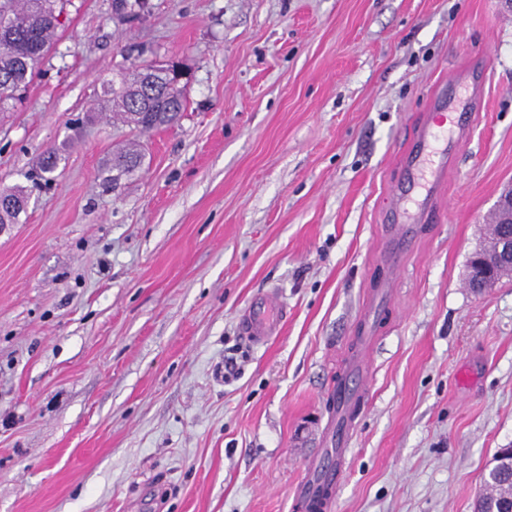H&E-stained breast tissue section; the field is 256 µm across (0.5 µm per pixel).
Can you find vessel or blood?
<instances>
[{
  "instance_id": "1",
  "label": "vessel or blood",
  "mask_w": 512,
  "mask_h": 512,
  "mask_svg": "<svg viewBox=\"0 0 512 512\" xmlns=\"http://www.w3.org/2000/svg\"><path fill=\"white\" fill-rule=\"evenodd\" d=\"M483 62V57H475L470 67L460 70L451 79L457 108L451 126L425 118L416 124L413 133L416 149L403 160L402 186L390 194L392 212L402 215L404 221L385 227L383 260L389 273L369 301L367 312L371 316H378L392 297L400 258L411 246L416 226L433 223L436 218L435 200L448 181L457 144L467 137L473 122L474 115L467 112L466 107L481 95V83L474 73L480 70ZM287 316L286 305L276 292L271 291L249 302L241 319V328L251 342L262 345L278 336ZM363 368L364 363L357 356L351 357L342 367L333 391L336 419L330 425L331 460L309 466L296 485L293 505L300 512H328L331 498L341 485L354 413L364 400Z\"/></svg>"
}]
</instances>
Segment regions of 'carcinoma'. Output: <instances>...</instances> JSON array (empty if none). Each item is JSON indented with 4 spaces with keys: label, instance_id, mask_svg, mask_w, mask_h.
I'll use <instances>...</instances> for the list:
<instances>
[{
    "label": "carcinoma",
    "instance_id": "1",
    "mask_svg": "<svg viewBox=\"0 0 512 512\" xmlns=\"http://www.w3.org/2000/svg\"><path fill=\"white\" fill-rule=\"evenodd\" d=\"M60 0H0V112L19 100L32 82L40 61L50 51L56 30L61 26ZM140 68L129 67L112 80L106 94L112 115L135 130L171 126L181 117L186 101L181 89L160 68L152 75L154 91L148 95L139 85ZM61 161L60 150L45 151L39 162L43 174L55 172ZM144 148L131 140L112 154L104 181L117 189L142 168ZM28 205L22 187L0 193V224H16ZM504 480L485 479L487 494L477 501L476 512H490L505 497Z\"/></svg>",
    "mask_w": 512,
    "mask_h": 512
}]
</instances>
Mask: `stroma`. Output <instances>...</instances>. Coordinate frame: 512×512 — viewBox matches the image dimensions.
I'll return each instance as SVG.
<instances>
[{"label": "stroma", "mask_w": 512, "mask_h": 512, "mask_svg": "<svg viewBox=\"0 0 512 512\" xmlns=\"http://www.w3.org/2000/svg\"><path fill=\"white\" fill-rule=\"evenodd\" d=\"M478 54L479 115L373 326L332 510L474 512L512 448V280L466 283L477 219L512 185V0H147L136 18L66 0L0 112V193L30 189L0 224V512H294L414 125ZM155 60L188 72L187 108L107 188L135 136L104 91ZM269 290L288 319L257 346L240 317ZM144 156V148L140 142L136 140L127 142L112 154V158L105 167L108 175L103 180L112 184V189L119 188L123 180L131 179L142 168Z\"/></svg>", "instance_id": "35a3bbf8"}]
</instances>
